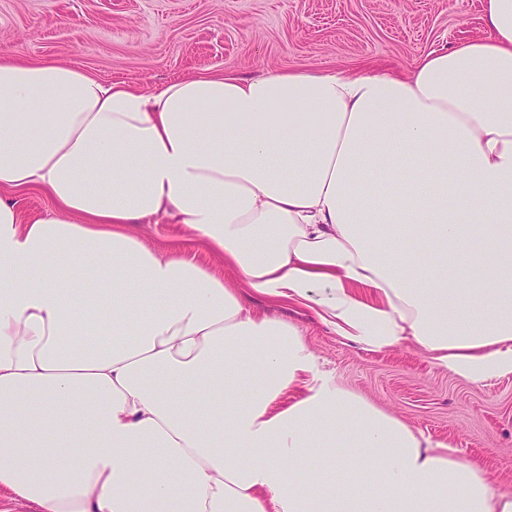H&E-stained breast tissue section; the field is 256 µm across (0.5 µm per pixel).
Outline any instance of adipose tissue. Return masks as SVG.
I'll return each instance as SVG.
<instances>
[{
	"label": "adipose tissue",
	"instance_id": "1",
	"mask_svg": "<svg viewBox=\"0 0 512 512\" xmlns=\"http://www.w3.org/2000/svg\"><path fill=\"white\" fill-rule=\"evenodd\" d=\"M407 74L143 91L0 58V498L30 512H512V494L323 371L273 302L374 349L512 374V0ZM54 208L20 220L14 192ZM94 321L106 346L70 349ZM145 225L141 235L148 245L161 250L178 249L186 258L213 274L229 282L239 283L240 275L230 268H224V259L196 240L182 224L163 222Z\"/></svg>",
	"mask_w": 512,
	"mask_h": 512
}]
</instances>
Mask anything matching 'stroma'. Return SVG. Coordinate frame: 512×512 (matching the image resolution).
<instances>
[{
	"instance_id": "obj_1",
	"label": "stroma",
	"mask_w": 512,
	"mask_h": 512,
	"mask_svg": "<svg viewBox=\"0 0 512 512\" xmlns=\"http://www.w3.org/2000/svg\"><path fill=\"white\" fill-rule=\"evenodd\" d=\"M484 32L482 0H0V56L56 61L145 90L227 70L405 74L418 56ZM141 235L240 280L183 225L149 224ZM243 298L301 329L340 385L461 460L480 461L493 486L512 493V374L475 384L435 367L413 343L371 349L303 306Z\"/></svg>"
}]
</instances>
